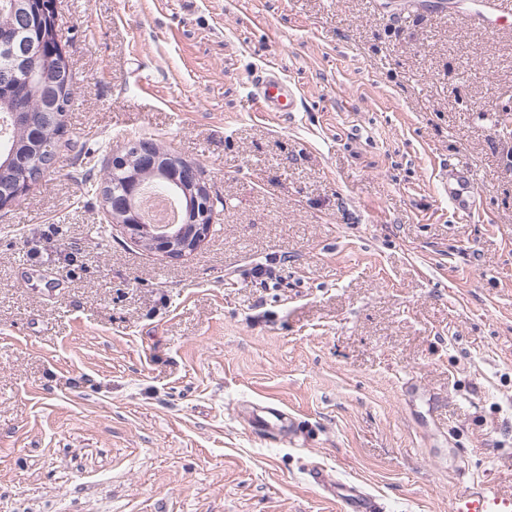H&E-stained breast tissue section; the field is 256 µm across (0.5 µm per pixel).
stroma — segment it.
<instances>
[{
    "label": "stroma",
    "instance_id": "35a3bbf8",
    "mask_svg": "<svg viewBox=\"0 0 512 512\" xmlns=\"http://www.w3.org/2000/svg\"><path fill=\"white\" fill-rule=\"evenodd\" d=\"M477 5L58 0L77 142L0 210V512H342L313 462L383 512L512 501V31ZM265 69L294 111H252ZM139 137L224 201L193 252L74 177ZM472 184V180L463 173L448 170V204L459 217H475L470 201L474 193ZM250 426L265 432H271L274 428L294 429L293 418L288 412L272 403L260 407L252 414Z\"/></svg>",
    "mask_w": 512,
    "mask_h": 512
}]
</instances>
